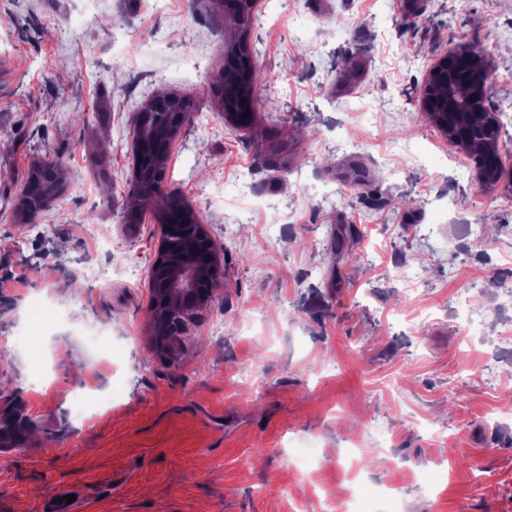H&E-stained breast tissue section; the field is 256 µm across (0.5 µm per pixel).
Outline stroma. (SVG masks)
I'll use <instances>...</instances> for the list:
<instances>
[{
	"mask_svg": "<svg viewBox=\"0 0 512 512\" xmlns=\"http://www.w3.org/2000/svg\"><path fill=\"white\" fill-rule=\"evenodd\" d=\"M256 13L261 109L233 132L215 78L237 33L202 0H0V199L32 161L66 174L46 235L0 219V512L67 488L77 512H377L388 485L387 512H512V382L486 375L512 371V177L482 185L421 106L455 45L491 59L512 106V0ZM161 92L193 110L161 190L221 256L170 356L148 277L122 273L150 269L156 211L129 224L119 202ZM189 210V222H179L182 213ZM169 218L171 222H165ZM206 220L201 212L195 210L179 191H170L161 198V224H205Z\"/></svg>",
	"mask_w": 512,
	"mask_h": 512,
	"instance_id": "stroma-1",
	"label": "stroma"
}]
</instances>
